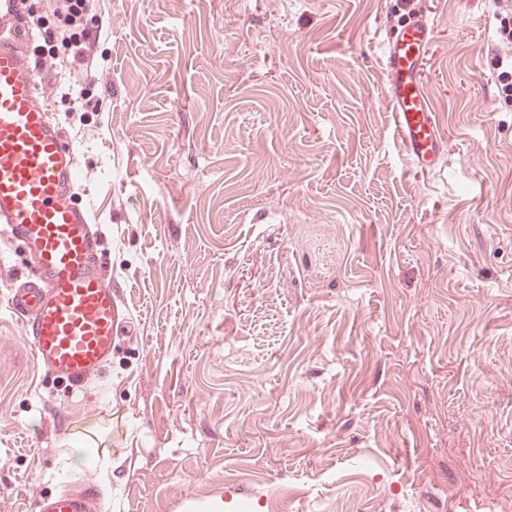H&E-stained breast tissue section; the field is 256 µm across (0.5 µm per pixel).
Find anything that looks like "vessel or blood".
<instances>
[{"instance_id":"obj_1","label":"vessel or blood","mask_w":512,"mask_h":512,"mask_svg":"<svg viewBox=\"0 0 512 512\" xmlns=\"http://www.w3.org/2000/svg\"><path fill=\"white\" fill-rule=\"evenodd\" d=\"M13 0H0V237L25 247L33 265L9 288L23 339L45 374L83 386L112 358L123 324L119 295L96 258L99 234L72 197L76 147L38 99L36 72L22 59ZM432 23L411 17L384 42L382 70L394 136L416 166L435 169L445 152L420 84ZM35 512H100L88 480L34 499Z\"/></svg>"}]
</instances>
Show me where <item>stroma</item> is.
I'll use <instances>...</instances> for the list:
<instances>
[{
    "label": "stroma",
    "mask_w": 512,
    "mask_h": 512,
    "mask_svg": "<svg viewBox=\"0 0 512 512\" xmlns=\"http://www.w3.org/2000/svg\"><path fill=\"white\" fill-rule=\"evenodd\" d=\"M434 39L446 152L392 132L382 44ZM22 57L61 24L27 0ZM105 73L38 67L125 333L82 388L21 339L0 251V512H512V106L490 0H100ZM91 98L82 111L78 95ZM97 453L88 463L83 447ZM34 502L35 512H98L101 509L97 488L86 479L49 497L37 495Z\"/></svg>",
    "instance_id": "stroma-1"
}]
</instances>
